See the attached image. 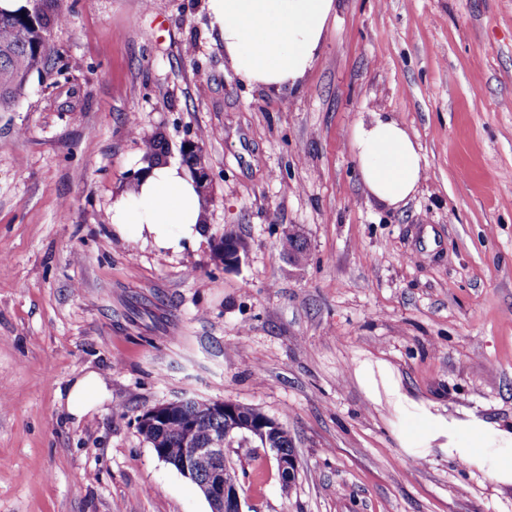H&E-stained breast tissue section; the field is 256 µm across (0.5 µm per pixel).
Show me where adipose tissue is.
<instances>
[{"mask_svg": "<svg viewBox=\"0 0 512 512\" xmlns=\"http://www.w3.org/2000/svg\"><path fill=\"white\" fill-rule=\"evenodd\" d=\"M336 7V0H208L236 74L275 90L301 85ZM352 148L370 198L396 206L416 193L425 159L398 121L378 115L357 124ZM201 213L194 180L162 165L144 175L138 193L113 204L112 225L119 236L178 252L201 239Z\"/></svg>", "mask_w": 512, "mask_h": 512, "instance_id": "adipose-tissue-1", "label": "adipose tissue"}]
</instances>
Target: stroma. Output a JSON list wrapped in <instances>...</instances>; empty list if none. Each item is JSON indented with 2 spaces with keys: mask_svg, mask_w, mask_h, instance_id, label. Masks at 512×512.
Segmentation results:
<instances>
[{
  "mask_svg": "<svg viewBox=\"0 0 512 512\" xmlns=\"http://www.w3.org/2000/svg\"><path fill=\"white\" fill-rule=\"evenodd\" d=\"M62 5L47 72L0 112V512H210L137 431L186 396L293 438L287 489L269 450L225 449L242 512H512V0H338L281 91L234 72L207 0ZM376 113L426 160L395 207L350 146ZM151 137L175 166L201 143L211 174L179 252L111 224ZM90 372L108 396L77 418ZM281 252L288 257V261L301 266L308 259V247L306 241L294 232L285 233L280 243Z\"/></svg>",
  "mask_w": 512,
  "mask_h": 512,
  "instance_id": "1",
  "label": "stroma"
}]
</instances>
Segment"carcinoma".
<instances>
[{"mask_svg":"<svg viewBox=\"0 0 512 512\" xmlns=\"http://www.w3.org/2000/svg\"><path fill=\"white\" fill-rule=\"evenodd\" d=\"M62 0H25L13 11L0 8V111L11 109L24 93L29 78L45 70L50 51L49 35L55 24L63 21ZM281 252L288 261L301 266L308 259L306 241L294 232L284 234ZM237 428L227 445L243 448L254 436L252 426L261 410L252 406L237 405ZM224 415L216 414L202 400L186 402L164 420H159L139 433L153 447L180 448L190 441L198 448L209 447L214 437L224 434ZM270 448H283L293 452V439L283 426L271 438V443L260 442ZM224 470V484L239 488V475L235 468L224 465V457L209 453L197 460V473L206 476L215 467Z\"/></svg>","mask_w":512,"mask_h":512,"instance_id":"cac0c4a2","label":"carcinoma"}]
</instances>
